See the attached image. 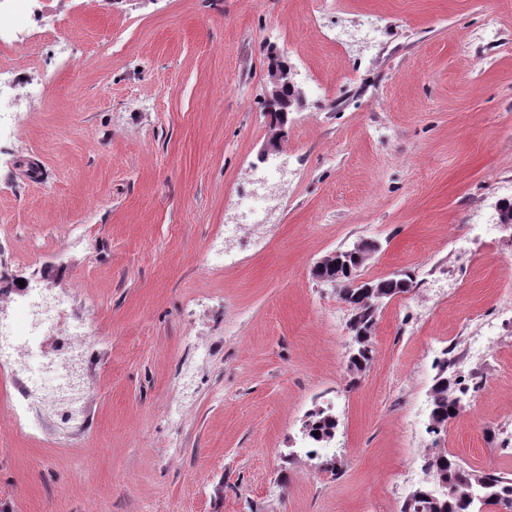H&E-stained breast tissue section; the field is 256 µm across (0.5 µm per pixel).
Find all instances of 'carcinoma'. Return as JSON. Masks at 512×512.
Here are the masks:
<instances>
[{
    "label": "carcinoma",
    "instance_id": "cac0c4a2",
    "mask_svg": "<svg viewBox=\"0 0 512 512\" xmlns=\"http://www.w3.org/2000/svg\"><path fill=\"white\" fill-rule=\"evenodd\" d=\"M324 283L336 287L339 298L352 308L349 322L350 331L358 345L355 356L349 359L351 371L360 373L372 361V332L382 302L412 288L413 277L401 273L370 281L376 287L379 297L366 294L363 286L356 284L357 276L339 272V268L325 266L318 273ZM459 376L448 375V362H443L431 389L430 427L439 434L447 429L448 423L456 416L458 408L455 393H465L458 387ZM338 426L336 417L323 410L309 414L305 422L308 439L325 442L335 435ZM318 435H313V432ZM426 471L442 494L434 495L429 486L414 490L403 505L402 512H482L485 504L497 512H512V477L507 474L476 473L465 469L445 448L430 449L426 459Z\"/></svg>",
    "mask_w": 512,
    "mask_h": 512
}]
</instances>
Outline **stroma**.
Returning a JSON list of instances; mask_svg holds the SVG:
<instances>
[{
  "label": "stroma",
  "mask_w": 512,
  "mask_h": 512,
  "mask_svg": "<svg viewBox=\"0 0 512 512\" xmlns=\"http://www.w3.org/2000/svg\"><path fill=\"white\" fill-rule=\"evenodd\" d=\"M0 46V322L62 296L93 387L71 420L13 408L0 512H401L439 446L512 474V0H38ZM302 99L262 149L270 53ZM276 194L250 211L243 191ZM367 242L384 301L347 370L350 307L315 262ZM27 291H19L17 281ZM494 321L484 373L428 433L436 359ZM339 421L338 473L302 452ZM338 426L336 417L324 410L312 411L305 422V432L308 439L318 442L328 443L327 437L333 438ZM312 431H317L318 435L314 436Z\"/></svg>",
  "instance_id": "35a3bbf8"
}]
</instances>
